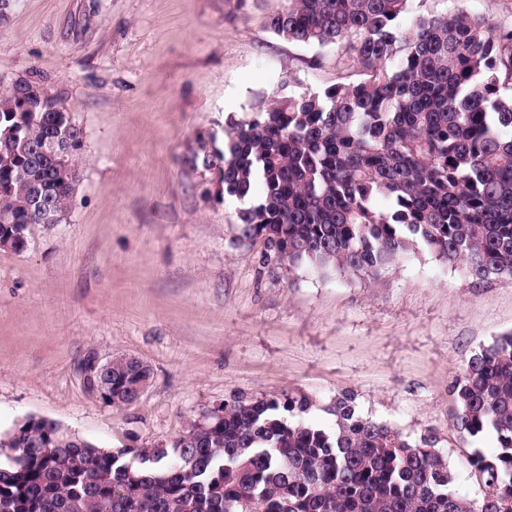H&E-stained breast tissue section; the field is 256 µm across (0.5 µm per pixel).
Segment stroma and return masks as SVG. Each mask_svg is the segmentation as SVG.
Here are the masks:
<instances>
[{"label": "stroma", "mask_w": 512, "mask_h": 512, "mask_svg": "<svg viewBox=\"0 0 512 512\" xmlns=\"http://www.w3.org/2000/svg\"><path fill=\"white\" fill-rule=\"evenodd\" d=\"M286 0H10L0 16V92L42 82L85 131L62 223L0 250V433L33 415L117 450L170 442L224 402L310 398L313 420L354 391L360 411L411 436L434 429L454 488L480 500L448 385L479 347L512 330V280L475 285L421 254L380 280L262 264L238 238V203L189 166L197 135L245 119L255 95L336 81L341 48L277 38ZM150 371L118 410L76 374L87 353Z\"/></svg>", "instance_id": "35a3bbf8"}]
</instances>
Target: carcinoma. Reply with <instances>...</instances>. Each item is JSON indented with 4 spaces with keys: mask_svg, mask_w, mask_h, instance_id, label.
Here are the masks:
<instances>
[{
    "mask_svg": "<svg viewBox=\"0 0 512 512\" xmlns=\"http://www.w3.org/2000/svg\"><path fill=\"white\" fill-rule=\"evenodd\" d=\"M409 0H288L267 27L290 43L337 45L348 63L318 92L257 96L223 140L187 158L237 200L240 238L263 258L323 277L376 278L421 252L474 284L512 278V23L461 5L404 29ZM46 102L0 93V249L22 252L34 224H59L77 182L84 131ZM61 138L64 156L42 146ZM38 186L31 194L30 186ZM385 201L386 206L379 205ZM149 379L112 358L102 396L132 406ZM459 440L474 451L481 500L452 490L439 439L358 411L341 392L316 424L305 397L227 402L170 443L116 452L28 416L0 436V512H512V331L467 360L448 386Z\"/></svg>",
    "mask_w": 512,
    "mask_h": 512,
    "instance_id": "cac0c4a2",
    "label": "carcinoma"
}]
</instances>
